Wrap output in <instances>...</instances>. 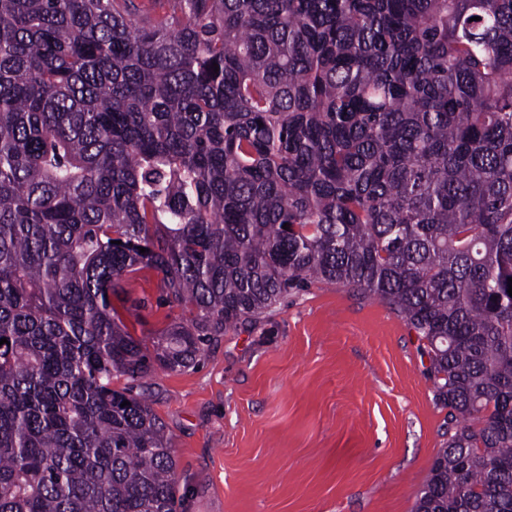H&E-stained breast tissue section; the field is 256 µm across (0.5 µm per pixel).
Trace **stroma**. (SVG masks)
<instances>
[{"label":"stroma","instance_id":"35a3bbf8","mask_svg":"<svg viewBox=\"0 0 512 512\" xmlns=\"http://www.w3.org/2000/svg\"><path fill=\"white\" fill-rule=\"evenodd\" d=\"M161 294L140 272L134 336L167 324ZM427 365L386 304L314 284L208 343L194 367L156 372L182 512H413L448 437Z\"/></svg>","mask_w":512,"mask_h":512}]
</instances>
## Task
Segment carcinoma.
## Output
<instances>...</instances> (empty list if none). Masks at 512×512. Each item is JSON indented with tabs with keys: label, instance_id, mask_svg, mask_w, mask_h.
Returning a JSON list of instances; mask_svg holds the SVG:
<instances>
[{
	"label": "carcinoma",
	"instance_id": "cac0c4a2",
	"mask_svg": "<svg viewBox=\"0 0 512 512\" xmlns=\"http://www.w3.org/2000/svg\"><path fill=\"white\" fill-rule=\"evenodd\" d=\"M510 278L512 0H0V512H179L147 379L312 284L422 342L414 512H512ZM134 296L144 299L147 308L141 311L139 317L125 315L129 331L137 337H152L168 322L167 306L159 303L162 294L160 277L153 271L144 270L138 274L135 281Z\"/></svg>",
	"mask_w": 512,
	"mask_h": 512
}]
</instances>
